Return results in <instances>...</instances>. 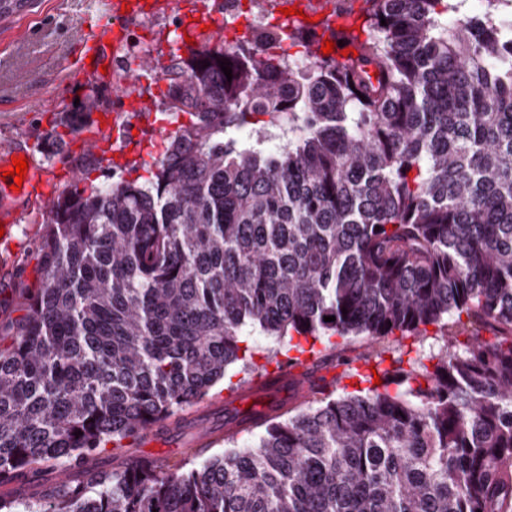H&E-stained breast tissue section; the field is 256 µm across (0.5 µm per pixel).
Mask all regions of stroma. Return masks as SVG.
Instances as JSON below:
<instances>
[{"instance_id": "35a3bbf8", "label": "stroma", "mask_w": 512, "mask_h": 512, "mask_svg": "<svg viewBox=\"0 0 512 512\" xmlns=\"http://www.w3.org/2000/svg\"><path fill=\"white\" fill-rule=\"evenodd\" d=\"M90 2L32 0L19 17L17 32H0V145L13 144L30 151L35 167L51 182L56 196L73 189L81 177L87 183L100 185L115 178L132 180L142 175L151 142L157 141L170 125L162 96L166 82H157L154 111L146 115L126 110L112 83L103 82L92 88L99 106L82 124L90 133L98 116L114 115L132 132L129 147L121 153L112 151L111 135L106 132L102 135L103 145L90 148L82 145L80 135L73 133L75 105L70 102L58 106L56 88L72 56V33L89 25L93 18ZM184 23L180 12H163L131 21L128 30L131 37L148 46L150 55L165 60L171 39ZM14 206L21 212L16 232L19 246L12 251L0 245V345L10 343L26 314L30 292L40 285V256L47 230L41 222L44 202L18 200ZM445 343V336L432 325L425 335L401 340L393 336L373 341L357 337L337 349L323 351L313 375L332 378L343 372L345 361L361 355L380 354L389 362L407 350L435 354ZM269 400L268 393L249 386L240 389L238 398L232 400L223 385H216L202 401L184 407V414L192 418L191 424L169 428L161 423L153 425L159 443L149 444L142 437L119 450L107 446L100 449L92 464L102 470L138 461L150 462L159 470L187 460L201 465L207 453L200 452L193 443L198 431H213L210 451H222L226 407L242 412L249 406L263 407Z\"/></svg>"}]
</instances>
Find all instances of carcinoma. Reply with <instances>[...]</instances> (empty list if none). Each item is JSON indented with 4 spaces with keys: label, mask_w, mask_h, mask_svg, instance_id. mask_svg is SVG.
Here are the masks:
<instances>
[{
    "label": "carcinoma",
    "mask_w": 512,
    "mask_h": 512,
    "mask_svg": "<svg viewBox=\"0 0 512 512\" xmlns=\"http://www.w3.org/2000/svg\"><path fill=\"white\" fill-rule=\"evenodd\" d=\"M463 2L364 0L343 61L296 20L172 58L164 105L190 120L150 176L46 207L41 284L0 350V488L136 441L232 364L262 383L246 326L288 336L290 367L335 336L452 316L471 336L250 413L198 468L94 472L0 512H512V0ZM285 40L307 71L263 54ZM283 115L288 147H260Z\"/></svg>",
    "instance_id": "cac0c4a2"
}]
</instances>
